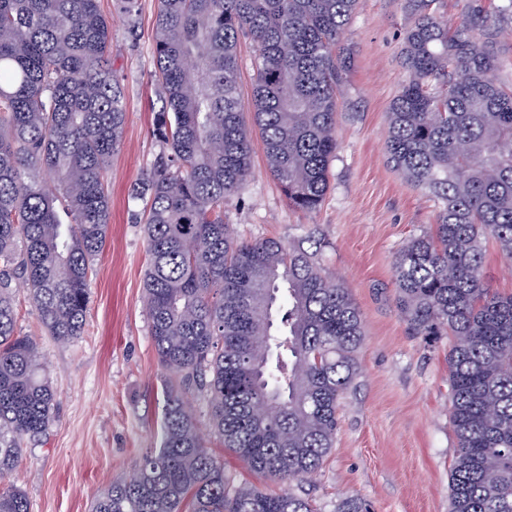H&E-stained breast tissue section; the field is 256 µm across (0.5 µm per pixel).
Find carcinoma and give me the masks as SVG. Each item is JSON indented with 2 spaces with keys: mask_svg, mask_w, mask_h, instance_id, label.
Returning a JSON list of instances; mask_svg holds the SVG:
<instances>
[{
  "mask_svg": "<svg viewBox=\"0 0 512 512\" xmlns=\"http://www.w3.org/2000/svg\"><path fill=\"white\" fill-rule=\"evenodd\" d=\"M494 0L465 22L439 0H406V81L386 151L400 177L438 204L437 222L393 264L412 335L446 334L457 440L450 512H512V294L487 287L485 240L512 263V84L499 76ZM358 0H157L152 73L166 147L137 184L148 263L144 298L165 378L160 446L91 512H314L284 488L228 489L184 391L205 388L224 447L284 485L335 447L340 400L363 335L348 289L327 279L323 241L237 242L224 198L250 176L253 130L289 205L313 212L330 189ZM256 44L252 122L237 91L240 36ZM126 121L98 0H0V512H30L11 478L45 435L55 395L37 343L18 330L22 283L54 339L83 332L92 265L110 224L105 177ZM312 245L308 249L304 244ZM264 402L263 419L250 416Z\"/></svg>",
  "mask_w": 512,
  "mask_h": 512,
  "instance_id": "obj_1",
  "label": "carcinoma"
}]
</instances>
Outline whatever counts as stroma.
<instances>
[{
  "instance_id": "stroma-1",
  "label": "stroma",
  "mask_w": 512,
  "mask_h": 512,
  "mask_svg": "<svg viewBox=\"0 0 512 512\" xmlns=\"http://www.w3.org/2000/svg\"><path fill=\"white\" fill-rule=\"evenodd\" d=\"M112 29V65L124 89L121 148L107 170L110 230L93 263L82 336L46 335L23 285L13 290L17 327L35 339L56 391L46 436L26 443L16 482L31 512H89L112 482L133 476L158 447L163 406L158 365L143 298L146 240L132 191L163 151L153 134L160 107L150 74L155 0H139L128 20L119 0H99ZM412 17L404 0H359L342 42L349 56L347 99L336 128L339 148L330 189L312 213L288 204L267 170L261 142L250 177L224 201V222L238 241L323 239L318 260L343 283L363 317L359 376L339 409L336 443L325 462L295 485L317 512H336L354 496L369 512H449L456 438L450 423L451 336L424 343L396 308L392 261L413 236L435 224L432 199L407 185L387 160L388 112L408 77L401 45ZM187 398L208 446L234 484L267 491L279 484L248 470L212 435L206 392Z\"/></svg>"
}]
</instances>
